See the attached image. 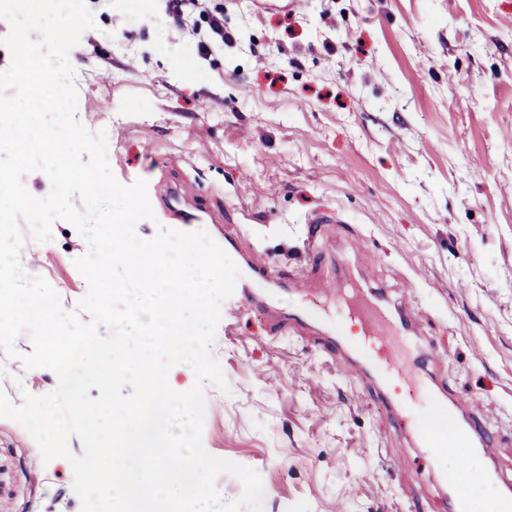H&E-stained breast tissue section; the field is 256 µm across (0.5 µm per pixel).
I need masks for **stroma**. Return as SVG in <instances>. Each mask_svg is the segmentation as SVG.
I'll return each mask as SVG.
<instances>
[{"instance_id": "stroma-1", "label": "stroma", "mask_w": 512, "mask_h": 512, "mask_svg": "<svg viewBox=\"0 0 512 512\" xmlns=\"http://www.w3.org/2000/svg\"><path fill=\"white\" fill-rule=\"evenodd\" d=\"M88 5L96 27L69 55L77 118L105 132L118 182L144 179L153 199L180 181L293 272L308 217L334 214L330 235L353 236L411 302L429 372L478 403L489 464L512 481V0H202L232 38L206 56L163 0L149 19L123 0ZM22 244L23 270L77 310L85 240L58 219L51 240ZM15 347L0 350V394L19 406L55 374L24 367L28 334ZM211 352L228 388L205 387L203 445L259 474L264 512H446L410 436L313 337L268 335L248 310ZM73 482L0 418V512H82Z\"/></svg>"}]
</instances>
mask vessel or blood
<instances>
[{"label":"vessel or blood","instance_id":"b4317fda","mask_svg":"<svg viewBox=\"0 0 512 512\" xmlns=\"http://www.w3.org/2000/svg\"><path fill=\"white\" fill-rule=\"evenodd\" d=\"M166 212L168 220L181 231L190 223L212 218L208 204L201 199L190 208L174 202ZM330 221V216L323 213L308 221L303 256L312 267L325 268L333 263L323 244L324 226ZM220 245L236 259L240 271L233 301L224 313L225 330L235 329L237 314L244 308L262 315L273 336L305 327L307 310L286 309L276 303L280 294L296 291L293 275L253 261L242 239L227 236ZM370 276L369 260L359 259L354 276L346 281L329 276L320 280L318 299L328 304L329 321L318 330V344L325 353L336 356L347 374L367 373L374 378L373 396L389 407L393 430L415 438L447 487L448 512H474L470 492L460 483L458 473L447 470L439 451L446 447L466 449L467 456L459 465L469 467L471 457L488 453L490 432L476 410L461 406L451 397L445 380L426 372L433 352L415 332L413 315L404 305L391 304L384 289L372 285ZM346 323L355 326L357 335L347 338L346 353L341 356L337 353L336 331ZM489 478L496 491L487 504L488 512H512V483L494 472Z\"/></svg>","mask_w":512,"mask_h":512}]
</instances>
